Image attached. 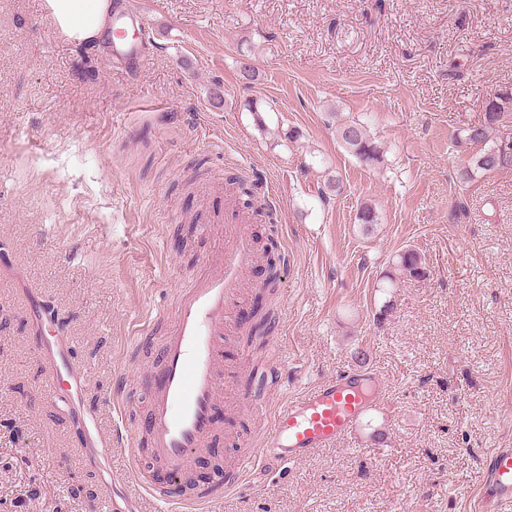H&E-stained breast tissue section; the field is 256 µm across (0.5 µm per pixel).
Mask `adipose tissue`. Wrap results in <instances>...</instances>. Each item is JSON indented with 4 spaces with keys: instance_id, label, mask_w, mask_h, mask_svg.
<instances>
[{
    "instance_id": "1",
    "label": "adipose tissue",
    "mask_w": 512,
    "mask_h": 512,
    "mask_svg": "<svg viewBox=\"0 0 512 512\" xmlns=\"http://www.w3.org/2000/svg\"><path fill=\"white\" fill-rule=\"evenodd\" d=\"M56 28L76 42H92L103 33L112 0H46Z\"/></svg>"
}]
</instances>
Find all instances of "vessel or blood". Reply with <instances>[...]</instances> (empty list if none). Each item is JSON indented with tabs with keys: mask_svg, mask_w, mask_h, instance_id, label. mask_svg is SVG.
<instances>
[{
	"mask_svg": "<svg viewBox=\"0 0 512 512\" xmlns=\"http://www.w3.org/2000/svg\"><path fill=\"white\" fill-rule=\"evenodd\" d=\"M144 30L140 16L114 5L107 29L112 63L134 76L139 75L148 55ZM243 220V215L236 214L224 226V255L219 270L180 289L162 310L161 316L170 327L152 383H132L123 378L114 388L113 408L122 414L139 398H146L145 426L152 454L167 466L171 479L170 485H153L146 492L162 504L178 502L183 512H190L192 504L176 500L171 484L180 479L192 456L214 433V415L221 405L229 313L245 286L246 274L257 262ZM35 354L49 362L52 380L67 378L70 411L86 427V447L132 446V438L120 433L113 440H105L97 428L94 410L78 404L86 377L76 369L62 339H41ZM376 397V391L365 387L362 376L348 372L308 388L279 407L270 425L262 430V444L255 456L227 463L225 492L234 491L247 475L281 469L302 461L316 449L334 446L350 433ZM480 512H512V448L492 449L486 461Z\"/></svg>",
	"mask_w": 512,
	"mask_h": 512,
	"instance_id": "b4317fda",
	"label": "vessel or blood"
}]
</instances>
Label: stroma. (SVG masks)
I'll return each instance as SVG.
<instances>
[{"label": "stroma", "mask_w": 512, "mask_h": 512, "mask_svg": "<svg viewBox=\"0 0 512 512\" xmlns=\"http://www.w3.org/2000/svg\"><path fill=\"white\" fill-rule=\"evenodd\" d=\"M124 3L153 44L135 80L61 35L44 0H0V512H161L116 481L123 448L83 451L34 344L71 346L110 434L117 376L151 378L158 310L220 256L234 174L272 209L249 231L282 256V379L262 394L227 337L225 400L262 398L269 416L352 369L383 394L339 444L211 512H474L489 451L512 447V171L459 182L472 152L455 138L512 88V0ZM340 121L364 125L383 164L342 148ZM329 174L341 194L322 193ZM409 248L426 278L382 287ZM38 306L56 317L40 331ZM217 420L189 471L256 447V418Z\"/></svg>", "instance_id": "35a3bbf8"}]
</instances>
